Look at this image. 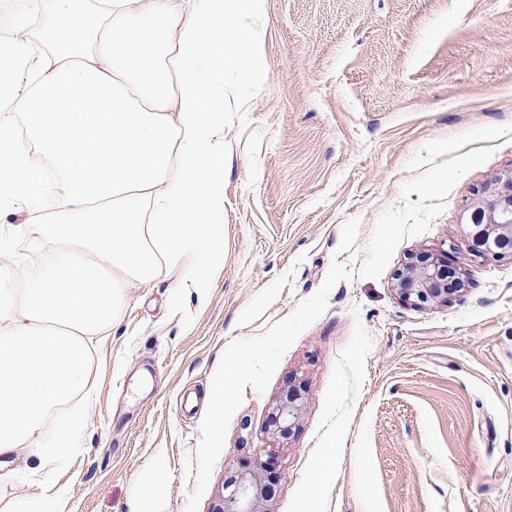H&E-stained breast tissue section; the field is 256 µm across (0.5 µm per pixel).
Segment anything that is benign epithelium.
I'll list each match as a JSON object with an SVG mask.
<instances>
[{
    "instance_id": "obj_1",
    "label": "benign epithelium",
    "mask_w": 512,
    "mask_h": 512,
    "mask_svg": "<svg viewBox=\"0 0 512 512\" xmlns=\"http://www.w3.org/2000/svg\"><path fill=\"white\" fill-rule=\"evenodd\" d=\"M469 236L474 252L493 258L512 257V171L498 175L474 191ZM448 255L419 252L408 257L395 274L396 290L406 303L417 307L446 303L465 290V281L451 284L444 278ZM302 409L301 395L293 381L273 408L268 433L273 439L291 434ZM281 473L274 452L268 450L239 463L225 483L211 512H269L266 486Z\"/></svg>"
}]
</instances>
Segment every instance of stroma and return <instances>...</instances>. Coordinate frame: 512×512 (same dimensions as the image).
Returning a JSON list of instances; mask_svg holds the SVG:
<instances>
[{
	"instance_id": "1",
	"label": "stroma",
	"mask_w": 512,
	"mask_h": 512,
	"mask_svg": "<svg viewBox=\"0 0 512 512\" xmlns=\"http://www.w3.org/2000/svg\"><path fill=\"white\" fill-rule=\"evenodd\" d=\"M266 12L267 73L224 114V261L207 296L173 305L162 277L130 289L95 345L81 448L54 467L15 459L0 512L50 482L63 512H131L141 496L149 512H185L227 345L288 317L333 259L362 262L426 144L512 124V0H266ZM491 145L428 231L380 278L338 282L267 389L245 388L199 512L269 447L282 473L269 512H512V259L476 256L468 239L475 189L512 170V133ZM350 218L360 230L343 252ZM423 250L448 252L464 293L399 298L395 274ZM290 381L303 409L275 443L269 417Z\"/></svg>"
}]
</instances>
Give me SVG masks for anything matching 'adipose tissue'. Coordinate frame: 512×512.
<instances>
[{
    "label": "adipose tissue",
    "mask_w": 512,
    "mask_h": 512,
    "mask_svg": "<svg viewBox=\"0 0 512 512\" xmlns=\"http://www.w3.org/2000/svg\"><path fill=\"white\" fill-rule=\"evenodd\" d=\"M81 2L28 0L40 41L0 48V209L25 213L0 249L55 248L24 284L0 276V484L26 445L43 464L78 448L89 343L131 286L173 277L175 305L209 288L224 256V111L266 74L265 0ZM32 144L59 173L52 192Z\"/></svg>",
    "instance_id": "obj_1"
}]
</instances>
